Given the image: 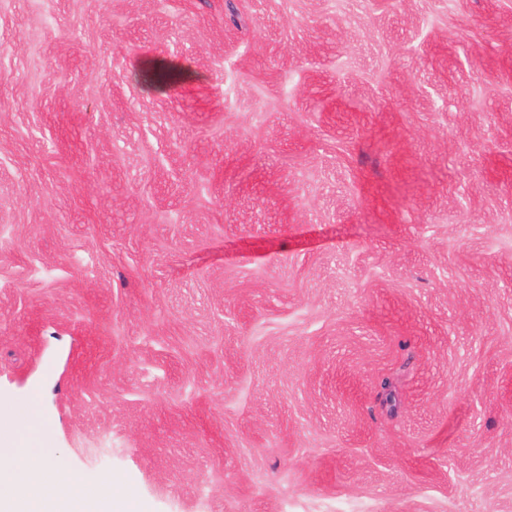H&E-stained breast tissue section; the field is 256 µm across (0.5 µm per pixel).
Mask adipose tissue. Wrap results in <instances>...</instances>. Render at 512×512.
<instances>
[{
	"label": "adipose tissue",
	"instance_id": "obj_1",
	"mask_svg": "<svg viewBox=\"0 0 512 512\" xmlns=\"http://www.w3.org/2000/svg\"><path fill=\"white\" fill-rule=\"evenodd\" d=\"M65 501L68 512H84L98 502L101 512H114L112 491L90 487L76 475L62 476L45 459L26 449L0 448V501L18 506L21 512H45L53 502Z\"/></svg>",
	"mask_w": 512,
	"mask_h": 512
}]
</instances>
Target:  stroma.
<instances>
[{
    "mask_svg": "<svg viewBox=\"0 0 512 512\" xmlns=\"http://www.w3.org/2000/svg\"><path fill=\"white\" fill-rule=\"evenodd\" d=\"M139 512H512V0H0V438Z\"/></svg>",
    "mask_w": 512,
    "mask_h": 512,
    "instance_id": "obj_1",
    "label": "stroma"
}]
</instances>
